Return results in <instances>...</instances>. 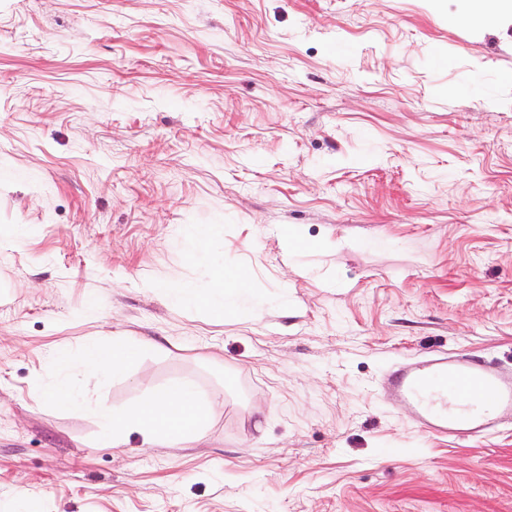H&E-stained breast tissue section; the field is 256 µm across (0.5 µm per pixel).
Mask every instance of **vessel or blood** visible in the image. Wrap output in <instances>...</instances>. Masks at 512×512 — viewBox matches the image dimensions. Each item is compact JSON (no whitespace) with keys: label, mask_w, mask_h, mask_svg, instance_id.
Here are the masks:
<instances>
[{"label":"vessel or blood","mask_w":512,"mask_h":512,"mask_svg":"<svg viewBox=\"0 0 512 512\" xmlns=\"http://www.w3.org/2000/svg\"><path fill=\"white\" fill-rule=\"evenodd\" d=\"M382 390L385 398L408 409L424 432L437 437L477 439L512 416V367L459 354L396 366Z\"/></svg>","instance_id":"1"}]
</instances>
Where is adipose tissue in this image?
Wrapping results in <instances>:
<instances>
[{"instance_id":"ef3b65f1","label":"adipose tissue","mask_w":512,"mask_h":512,"mask_svg":"<svg viewBox=\"0 0 512 512\" xmlns=\"http://www.w3.org/2000/svg\"><path fill=\"white\" fill-rule=\"evenodd\" d=\"M251 290L252 281L245 272L228 270L224 273L223 283L211 290L203 291L171 283L166 292L173 305L184 308L205 306L210 317L220 321L225 311L233 309L240 297L249 294Z\"/></svg>"}]
</instances>
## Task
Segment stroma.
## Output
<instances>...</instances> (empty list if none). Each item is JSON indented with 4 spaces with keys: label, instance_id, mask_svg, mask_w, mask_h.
I'll return each mask as SVG.
<instances>
[{
    "label": "stroma",
    "instance_id": "obj_1",
    "mask_svg": "<svg viewBox=\"0 0 512 512\" xmlns=\"http://www.w3.org/2000/svg\"><path fill=\"white\" fill-rule=\"evenodd\" d=\"M465 11L0 0V512H512V422L437 439L381 392L433 351L512 362V5ZM222 265L254 294L220 322L156 286ZM89 335L160 345L108 407L223 394L204 443L47 407Z\"/></svg>",
    "mask_w": 512,
    "mask_h": 512
}]
</instances>
